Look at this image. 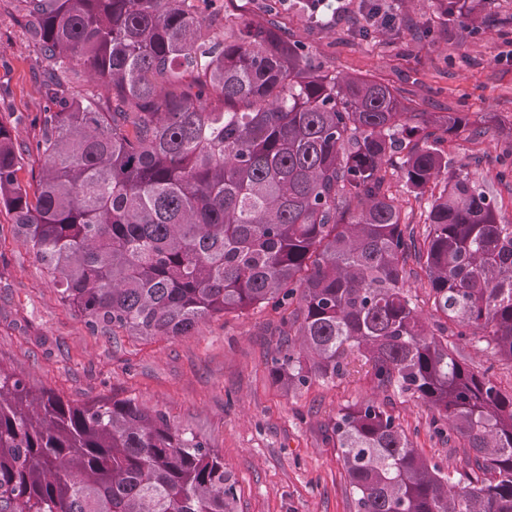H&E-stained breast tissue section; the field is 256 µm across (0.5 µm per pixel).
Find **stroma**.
I'll return each mask as SVG.
<instances>
[{
  "instance_id": "stroma-1",
  "label": "stroma",
  "mask_w": 512,
  "mask_h": 512,
  "mask_svg": "<svg viewBox=\"0 0 512 512\" xmlns=\"http://www.w3.org/2000/svg\"><path fill=\"white\" fill-rule=\"evenodd\" d=\"M19 0H0V120L18 143L32 144L49 104ZM282 31L304 42L314 64L404 88L418 112H468L488 134L462 131L444 143L457 173L480 182L512 223V0H495L484 32L450 30L441 0H406L405 26L355 38L364 0H337L322 19L306 0H280ZM13 216L0 208V367L74 403L103 396L132 398L165 414L180 433L219 452L232 476L238 512H355L338 456L322 440L327 423L373 393L364 367L288 391L271 376L270 354L280 314L268 307L216 316L186 336H132L91 330L65 306L43 266L14 238ZM459 358L491 369L512 388V364L498 360L482 337L459 345ZM387 403L420 454L451 478L467 471V455L434 412L406 393Z\"/></svg>"
}]
</instances>
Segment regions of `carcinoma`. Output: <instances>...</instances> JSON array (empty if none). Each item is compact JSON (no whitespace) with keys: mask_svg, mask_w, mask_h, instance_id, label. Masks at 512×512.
Here are the masks:
<instances>
[{"mask_svg":"<svg viewBox=\"0 0 512 512\" xmlns=\"http://www.w3.org/2000/svg\"><path fill=\"white\" fill-rule=\"evenodd\" d=\"M49 62L33 146L0 120V205L61 302L94 330L183 336L251 307L289 312L299 347L270 359L298 389L357 355L374 388L408 393L469 449L454 481L375 398L325 432L356 512H512V391L456 356L406 289L414 263L436 314L512 363V224L440 148L462 112H414L404 90L310 61L275 21L194 0H21ZM494 0H443L473 36ZM81 67L101 102L60 90ZM37 152L35 183L18 173ZM422 195L426 236L387 181ZM215 450L159 411L116 397L71 403L0 367V512H236Z\"/></svg>","mask_w":512,"mask_h":512,"instance_id":"1","label":"carcinoma"}]
</instances>
